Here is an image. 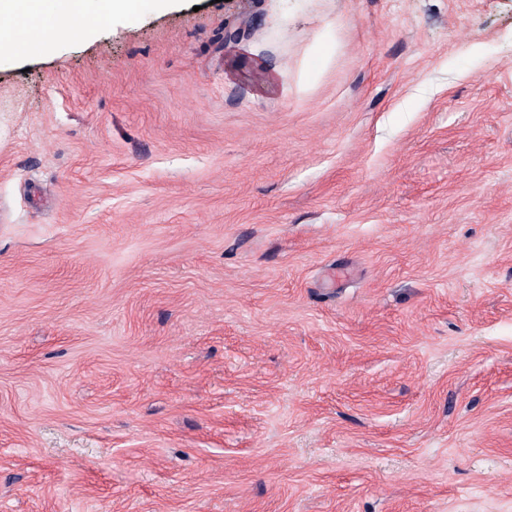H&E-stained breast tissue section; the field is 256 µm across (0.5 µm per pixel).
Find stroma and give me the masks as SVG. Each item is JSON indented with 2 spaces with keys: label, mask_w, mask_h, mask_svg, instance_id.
Masks as SVG:
<instances>
[{
  "label": "stroma",
  "mask_w": 512,
  "mask_h": 512,
  "mask_svg": "<svg viewBox=\"0 0 512 512\" xmlns=\"http://www.w3.org/2000/svg\"><path fill=\"white\" fill-rule=\"evenodd\" d=\"M0 512H512V0L0 53Z\"/></svg>",
  "instance_id": "1"
}]
</instances>
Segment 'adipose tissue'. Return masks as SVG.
<instances>
[{"label":"adipose tissue","mask_w":512,"mask_h":512,"mask_svg":"<svg viewBox=\"0 0 512 512\" xmlns=\"http://www.w3.org/2000/svg\"><path fill=\"white\" fill-rule=\"evenodd\" d=\"M97 15L88 14L85 0H0V22L10 31L0 36V52L26 54L39 49L59 33L80 31L97 19L131 14L161 0H97Z\"/></svg>","instance_id":"ef3b65f1"}]
</instances>
